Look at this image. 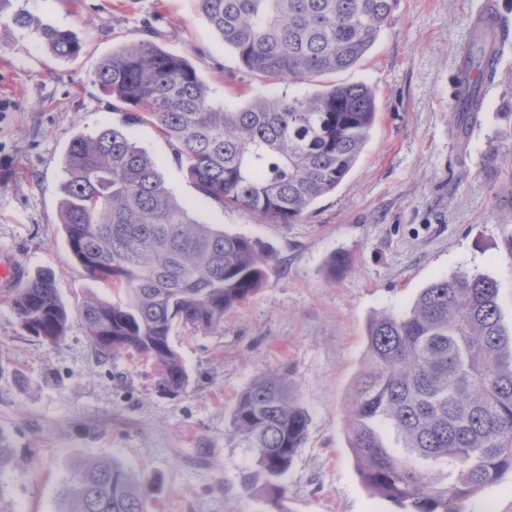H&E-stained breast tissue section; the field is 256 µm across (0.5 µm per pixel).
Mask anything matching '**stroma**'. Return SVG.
I'll use <instances>...</instances> for the list:
<instances>
[{
	"label": "stroma",
	"mask_w": 512,
	"mask_h": 512,
	"mask_svg": "<svg viewBox=\"0 0 512 512\" xmlns=\"http://www.w3.org/2000/svg\"><path fill=\"white\" fill-rule=\"evenodd\" d=\"M485 2L397 0L390 24L354 67L287 85L310 94L324 84L364 83L377 100L358 163L306 223L274 224L200 202L157 131L133 128L198 219L272 257L267 282L222 327L175 328L190 384L165 394L151 364L124 352L101 358L90 343L79 309L89 295L108 293L66 246L63 157L75 135L121 127L91 74L103 56L142 38L144 23L157 30L159 46L196 66L215 99L240 107L264 83L224 48L195 0H10L6 12L26 10L34 25L0 27V262H17L26 282L52 272L69 321L50 343L26 332L0 300V435L15 454L0 476V502L9 512H54L79 461L102 455L154 480L151 512H271L261 490L242 489L251 458L231 413L256 376L282 370L309 414L282 512H399L363 484L344 422L368 318L407 309L439 277L478 271L498 281L503 322L512 324V137L498 159L488 154L498 132L512 130V40L482 88L477 120L456 113L451 96L469 21ZM43 26L73 30L82 53L52 56ZM338 253L348 268L334 278L326 264Z\"/></svg>",
	"instance_id": "1"
}]
</instances>
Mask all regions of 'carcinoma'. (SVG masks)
Wrapping results in <instances>:
<instances>
[{
	"mask_svg": "<svg viewBox=\"0 0 512 512\" xmlns=\"http://www.w3.org/2000/svg\"><path fill=\"white\" fill-rule=\"evenodd\" d=\"M224 46L264 81L304 83L352 68L388 25L397 0H195ZM55 56L82 46L70 29H41ZM487 34L461 50L465 93L480 98L495 67ZM92 83L124 113L149 124L199 197L279 224H301L357 164L377 117L364 83L308 95L213 101L184 56L152 40L100 60ZM162 160L126 132L103 126L75 136L64 161L60 217L71 258L116 293L91 295L81 316L97 354L131 351L157 368L156 388L190 382L171 343L174 326L212 329L268 278L271 257L250 238L199 221L167 185ZM499 283L458 271L420 289L407 311L368 322L366 369L345 411L349 448L364 485L401 512H463L461 503L512 473V331ZM23 328L60 340L68 312L50 273L5 296ZM286 371L264 373L238 396L232 425L280 508L283 478L302 447L308 413ZM154 482L98 457L78 465L56 512H147Z\"/></svg>",
	"mask_w": 512,
	"mask_h": 512,
	"instance_id": "cac0c4a2",
	"label": "carcinoma"
}]
</instances>
